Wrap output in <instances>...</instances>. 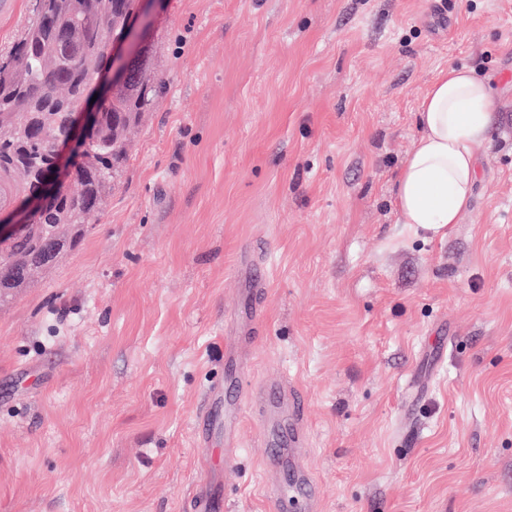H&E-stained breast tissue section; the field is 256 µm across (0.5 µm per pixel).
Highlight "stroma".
Instances as JSON below:
<instances>
[{
  "instance_id": "35a3bbf8",
  "label": "stroma",
  "mask_w": 512,
  "mask_h": 512,
  "mask_svg": "<svg viewBox=\"0 0 512 512\" xmlns=\"http://www.w3.org/2000/svg\"><path fill=\"white\" fill-rule=\"evenodd\" d=\"M31 0H0V51ZM167 90L78 246L0 302V512H270L252 394L305 400L318 512H512V0H159ZM491 82L469 205L400 220L436 73ZM240 400V399H239ZM210 409L207 411H202L198 416V427L196 430V437L198 443H202L204 441V434L209 426L213 428L218 425L220 422L217 419L212 408H218L222 405V401L224 400V393L221 388H211L208 390L206 394ZM224 501L211 490L204 478L200 477L193 500L195 512H221Z\"/></svg>"
}]
</instances>
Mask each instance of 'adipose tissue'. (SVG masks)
Segmentation results:
<instances>
[{
    "label": "adipose tissue",
    "mask_w": 512,
    "mask_h": 512,
    "mask_svg": "<svg viewBox=\"0 0 512 512\" xmlns=\"http://www.w3.org/2000/svg\"><path fill=\"white\" fill-rule=\"evenodd\" d=\"M492 109L493 89L485 78L453 66L436 75L416 114L419 136L396 182L403 223L433 229L457 223L490 136Z\"/></svg>",
    "instance_id": "adipose-tissue-1"
}]
</instances>
